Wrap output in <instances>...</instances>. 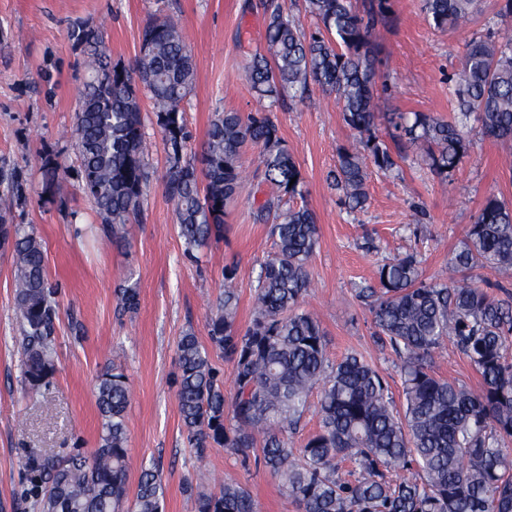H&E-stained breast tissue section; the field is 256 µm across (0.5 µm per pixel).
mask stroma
<instances>
[{"label": "stroma", "mask_w": 512, "mask_h": 512, "mask_svg": "<svg viewBox=\"0 0 512 512\" xmlns=\"http://www.w3.org/2000/svg\"><path fill=\"white\" fill-rule=\"evenodd\" d=\"M263 0H0V166L21 170L26 206L15 221L34 228L46 272L58 287L56 373L50 384L29 391L21 377V346L14 310V268L0 254V512H39L28 494L27 465L35 458L61 460L75 449L93 453L99 423L94 387L98 376L121 366L131 398L126 412L130 466L136 490L142 468H156L165 487L163 512H194L187 483L209 474L211 490L234 473L246 484L258 512H301L260 464L242 466L230 449L196 457L182 433L176 400L177 343L186 330L206 340V321L233 269L239 293L237 323L252 317L260 265L274 250L270 227L253 212L267 187L255 175L258 150L241 156L245 180L229 206L224 238L185 254L171 203L162 190L168 152L149 99H142L147 158L153 178L145 189L141 223L127 243L110 242L72 175L78 161L71 132L78 92L86 74L84 47L68 30L80 23L100 29L112 61L133 64L141 31L154 16L176 14L191 46L195 85L182 104L194 142H201L215 113L256 111L259 102L243 72L245 48L263 47ZM422 0H389L385 20L372 32L385 86V112L376 121L399 168L387 174L368 166L364 209L350 210L328 174L353 133L335 95L311 87L307 98L285 95L275 108L281 137L305 180L303 204L317 217L319 240L310 260L312 286L304 298L326 336L329 361L359 354L386 379L402 403L400 362L377 335L369 301L360 288L375 285L378 265L409 252L422 259L424 275L448 267L465 231L488 196L512 202V153L505 143L469 122L468 153L448 177L417 163L416 148L394 135L391 113L456 115L451 78L467 43L493 34L512 37V24L496 18L497 0L464 30L434 28ZM52 157L69 172L58 194L44 191L40 167ZM136 284L139 306H118L124 283ZM437 376L477 388L479 376L451 343L434 356Z\"/></svg>", "instance_id": "obj_1"}]
</instances>
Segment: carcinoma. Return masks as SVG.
<instances>
[{"mask_svg":"<svg viewBox=\"0 0 512 512\" xmlns=\"http://www.w3.org/2000/svg\"><path fill=\"white\" fill-rule=\"evenodd\" d=\"M306 2L323 28L309 36L285 0H265L264 50L247 57L244 72L267 105L247 115L217 113L191 156L181 104L194 88L195 67L178 20L149 19L132 65L112 62L98 31L71 29L70 37L84 46L88 72L72 130L78 182L104 235L127 242L150 179L140 106V95L147 96L168 148L163 192L191 256L224 237L227 205L242 186L241 149L247 143L260 148L258 168L271 192L256 206L254 219L271 223L275 251L261 263L251 321L244 329L237 324L234 272L226 267L224 299L207 320L209 345L191 329L177 343L178 409L197 457L213 447L229 448L246 466L250 454L261 451L258 461L302 512H512V299L491 296L474 276L491 267L512 277V207L493 195L478 210L451 260L460 278L426 277L421 260L409 253L380 264L377 287L361 289L362 296L374 298L378 336L400 360L401 412L370 364L353 354L329 363L320 321L301 305L318 225L310 208L291 204L303 196L304 177L270 112L285 92L303 95L311 83L336 94L354 139L339 150L332 178L351 209L367 202L366 160L383 172L397 166L375 132L380 96L371 31L385 17L387 0H370L362 13L353 0ZM480 10L481 0H423L437 28L467 26ZM453 82L454 121L415 112L413 120L401 114L395 123L445 178L467 153L468 120L487 136L512 139V38L470 40ZM43 176L46 191L60 187L59 165L49 156ZM2 184L0 238L13 234L22 373L29 388L38 390L55 374L57 291L46 275L41 240L8 223L13 209L26 203L22 175L2 169ZM118 302L136 309V285L120 289ZM447 341L469 358L479 389L435 375L434 353ZM212 349L233 362L229 411ZM315 391L319 429L294 448L288 435L297 431ZM129 401L123 370L106 371L95 388L100 433L93 455L29 463L30 494L41 512H162L165 487L150 468L142 470L127 502ZM345 460L353 469L344 477ZM187 490L195 512H256L235 475L225 476L217 493L190 484Z\"/></svg>","mask_w":512,"mask_h":512,"instance_id":"carcinoma-1","label":"carcinoma"}]
</instances>
